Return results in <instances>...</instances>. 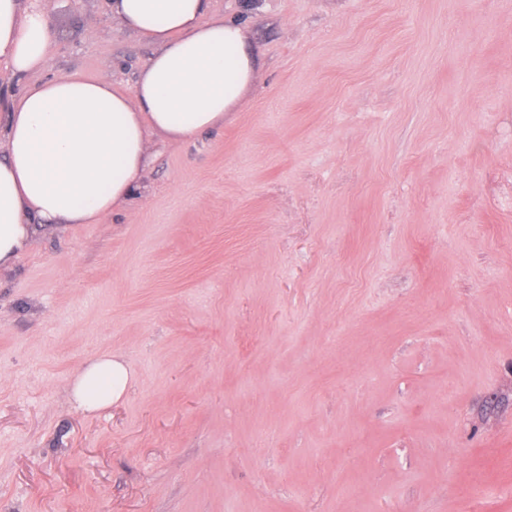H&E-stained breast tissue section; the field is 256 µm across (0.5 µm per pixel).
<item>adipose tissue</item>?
Returning <instances> with one entry per match:
<instances>
[{
    "mask_svg": "<svg viewBox=\"0 0 512 512\" xmlns=\"http://www.w3.org/2000/svg\"><path fill=\"white\" fill-rule=\"evenodd\" d=\"M109 9L156 48L132 91L57 73L20 96L0 94V270L30 247L36 223L112 215L141 186L152 134L184 143L222 128L255 81L245 26L210 15L209 0H110ZM54 42L38 0H0V60L13 76L47 68ZM131 381L125 360L104 353L70 392L96 412Z\"/></svg>",
    "mask_w": 512,
    "mask_h": 512,
    "instance_id": "ef3b65f1",
    "label": "adipose tissue"
}]
</instances>
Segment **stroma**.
Masks as SVG:
<instances>
[{
	"label": "stroma",
	"mask_w": 512,
	"mask_h": 512,
	"mask_svg": "<svg viewBox=\"0 0 512 512\" xmlns=\"http://www.w3.org/2000/svg\"><path fill=\"white\" fill-rule=\"evenodd\" d=\"M108 2L54 0L47 73L132 90ZM210 12L239 110L0 271V512H512V0ZM132 373L123 358L103 353L90 359L76 374L70 392L78 406L96 412L112 406L127 393Z\"/></svg>",
	"instance_id": "obj_1"
}]
</instances>
